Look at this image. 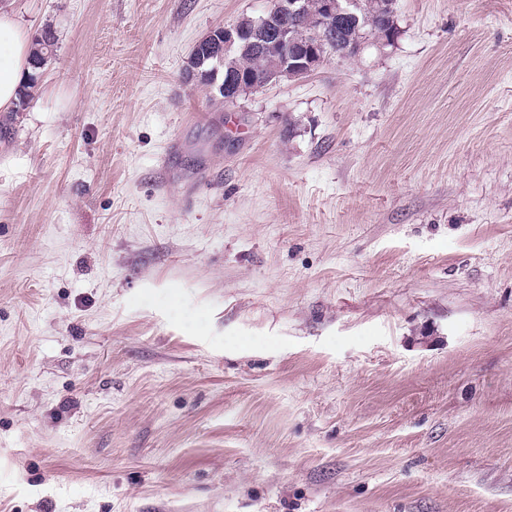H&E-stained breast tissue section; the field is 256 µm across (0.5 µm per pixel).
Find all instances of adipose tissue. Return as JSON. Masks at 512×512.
<instances>
[{"label": "adipose tissue", "mask_w": 512, "mask_h": 512, "mask_svg": "<svg viewBox=\"0 0 512 512\" xmlns=\"http://www.w3.org/2000/svg\"><path fill=\"white\" fill-rule=\"evenodd\" d=\"M30 41L15 15L0 9V111L13 108L28 72Z\"/></svg>", "instance_id": "ef3b65f1"}]
</instances>
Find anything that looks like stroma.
<instances>
[{
  "instance_id": "35a3bbf8",
  "label": "stroma",
  "mask_w": 512,
  "mask_h": 512,
  "mask_svg": "<svg viewBox=\"0 0 512 512\" xmlns=\"http://www.w3.org/2000/svg\"><path fill=\"white\" fill-rule=\"evenodd\" d=\"M271 4L0 0V512H512V0L214 103ZM30 40L15 15L0 7V111L14 107L29 72ZM42 39L35 38L32 43V56H31V68L32 72L29 75L27 83L23 86L19 95V103L17 109L12 110L10 115L0 119V134H9L12 129L15 116L17 112H21L27 108L34 96V90L38 86L39 74L47 64L48 59L53 53L55 46V34L50 28H46L42 31ZM15 112V113H14Z\"/></svg>"
}]
</instances>
